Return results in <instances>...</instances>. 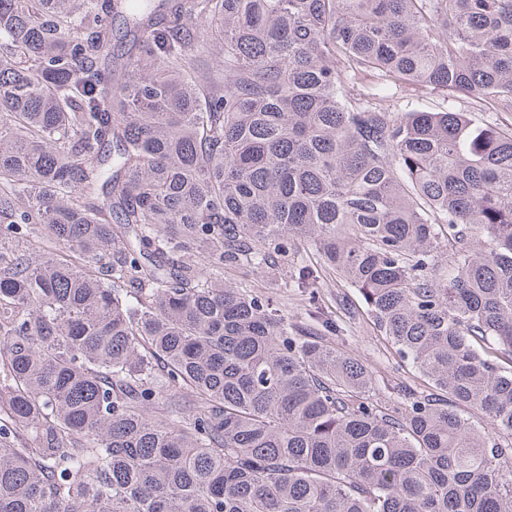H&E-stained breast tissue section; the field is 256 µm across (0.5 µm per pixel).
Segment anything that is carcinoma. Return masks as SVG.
Returning a JSON list of instances; mask_svg holds the SVG:
<instances>
[{
  "instance_id": "carcinoma-1",
  "label": "carcinoma",
  "mask_w": 512,
  "mask_h": 512,
  "mask_svg": "<svg viewBox=\"0 0 512 512\" xmlns=\"http://www.w3.org/2000/svg\"><path fill=\"white\" fill-rule=\"evenodd\" d=\"M407 91L512 112V0H0V512H512V127ZM468 105L469 104L467 103V99H464L463 97L448 98V101H443L442 97L430 94H420L419 96L411 95L402 99L400 102V107L402 109L417 108L423 110L438 108V106L452 110H466ZM317 291L319 302L332 322L327 328L318 325L328 341L370 365L385 382L387 379L399 382L396 381L399 378L412 384L422 383L411 366L400 361L391 343L376 331L365 315L351 318L346 312L344 308L349 305L360 308L361 299L355 289L338 288L332 282L325 281L318 285ZM395 382L388 383L394 385Z\"/></svg>"
}]
</instances>
